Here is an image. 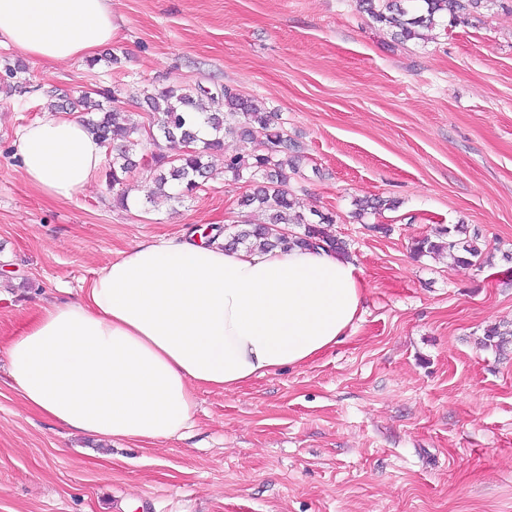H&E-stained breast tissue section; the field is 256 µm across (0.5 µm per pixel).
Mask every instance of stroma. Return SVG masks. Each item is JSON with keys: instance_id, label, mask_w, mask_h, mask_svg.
I'll list each match as a JSON object with an SVG mask.
<instances>
[{"instance_id": "1", "label": "stroma", "mask_w": 512, "mask_h": 512, "mask_svg": "<svg viewBox=\"0 0 512 512\" xmlns=\"http://www.w3.org/2000/svg\"><path fill=\"white\" fill-rule=\"evenodd\" d=\"M112 20L93 67L0 45V346L140 241L263 221L224 172L248 149L234 134L180 203L133 179L119 207L102 175L67 202L27 184L20 128L98 87L144 122L152 85L225 86L273 112L306 157L288 191L335 216L362 312L304 366L198 390L192 429L162 443L62 429L0 367V512H512V0L405 42L356 0H112ZM365 196L398 206L360 220ZM458 225L490 264L414 256Z\"/></svg>"}]
</instances>
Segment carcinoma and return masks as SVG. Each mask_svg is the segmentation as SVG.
Segmentation results:
<instances>
[{
  "instance_id": "carcinoma-1",
  "label": "carcinoma",
  "mask_w": 512,
  "mask_h": 512,
  "mask_svg": "<svg viewBox=\"0 0 512 512\" xmlns=\"http://www.w3.org/2000/svg\"><path fill=\"white\" fill-rule=\"evenodd\" d=\"M359 6L373 20L395 31L404 40L421 37V30L433 29L441 23L449 26L464 23L483 7L486 0H358ZM209 100L205 106L194 94ZM115 99V90L97 88L76 98H65V109L81 112L102 143L112 146V165L107 171L109 185L115 190V201L127 205L126 181L138 169L149 173L146 198L153 202L164 197L178 203L200 189L212 178V159L223 153L224 135L238 134L255 148L224 158V172L236 180L256 183L252 191L238 200L240 206H253L265 215V221L249 229H238L228 235L224 247L248 245L261 249L278 248L310 250L324 247L346 256L347 245L336 238L330 228L332 214L314 213L310 218L296 209L288 192V183L298 174L304 155L288 135L275 127L273 115L253 100L223 87L217 92L202 87H164L144 91V101L151 112L144 124L117 109L104 108L102 100ZM164 139L176 153L162 151L146 156L147 144L158 145ZM354 215L363 219L378 213L386 201L361 198L354 201ZM301 231L290 233L288 225ZM462 230L443 228L435 237L415 241L416 256L446 254L455 264L471 265L483 260V250L475 240L460 241Z\"/></svg>"
}]
</instances>
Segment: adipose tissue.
Returning <instances> with one entry per match:
<instances>
[{"label":"adipose tissue","instance_id":"adipose-tissue-1","mask_svg":"<svg viewBox=\"0 0 512 512\" xmlns=\"http://www.w3.org/2000/svg\"><path fill=\"white\" fill-rule=\"evenodd\" d=\"M116 28L112 0H0V44L66 62L95 56ZM27 183L71 201L96 181L105 149L80 115L17 134ZM365 286L351 258L227 249L190 234L138 243L5 347L24 403L100 439L164 442L193 425L196 392H231L332 349L358 319Z\"/></svg>","mask_w":512,"mask_h":512}]
</instances>
